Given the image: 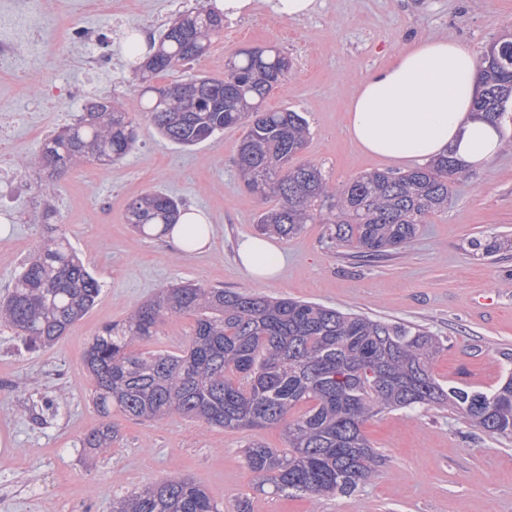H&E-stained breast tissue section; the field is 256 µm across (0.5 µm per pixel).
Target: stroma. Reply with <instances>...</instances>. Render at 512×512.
Instances as JSON below:
<instances>
[{"mask_svg": "<svg viewBox=\"0 0 512 512\" xmlns=\"http://www.w3.org/2000/svg\"><path fill=\"white\" fill-rule=\"evenodd\" d=\"M83 0H64L81 26L99 35L106 65L98 95L140 110L138 82L125 62L123 40L109 16H88ZM254 0L251 14L224 23L202 58L176 67L164 82L223 76L241 48L273 46L292 67L265 100L269 110L306 118L309 138L294 164H319L331 190L386 160L357 149L344 132L349 92L419 38L460 41L475 52L512 30V0H317L313 14L278 20ZM207 0H140L127 14L134 32L158 37L180 13ZM15 67L0 64V103L28 102L15 120L12 196L0 202V296L12 288L23 261L51 236L65 234L101 284L93 308L54 345H28L0 325V512H112L114 497L144 485L187 477L224 512H512V438L492 437L448 409L415 406L369 419L364 431L383 462L377 477L349 496L313 499L256 491L244 460L253 437L286 449L284 426L224 431L172 414L159 421L116 417L108 453L82 448L101 418L91 401L83 353L108 324L120 322L159 288L181 282L260 292L318 303L375 320L422 325L446 348L434 376L450 386L489 391L512 373V249L477 256L472 237L512 239V147L485 170L450 184L448 206L430 215L401 252L380 258L331 245L325 227L306 225L274 239L284 257L274 282L254 281L239 265L240 239L256 236L272 200L250 193L233 163L241 129L218 132L190 148L163 139L137 120V143L123 161L81 164L62 176L34 165L44 139L74 124L80 108L43 112ZM159 189L204 211L212 226L207 249L180 254L158 237L135 232L125 215L143 192ZM51 201L61 223L45 219ZM500 298L486 310L481 299ZM193 317L168 319L139 351L176 352L189 342ZM25 415H18V408Z\"/></svg>", "mask_w": 512, "mask_h": 512, "instance_id": "stroma-1", "label": "stroma"}]
</instances>
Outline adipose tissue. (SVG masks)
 <instances>
[{"label": "adipose tissue", "mask_w": 512, "mask_h": 512, "mask_svg": "<svg viewBox=\"0 0 512 512\" xmlns=\"http://www.w3.org/2000/svg\"><path fill=\"white\" fill-rule=\"evenodd\" d=\"M480 66L476 54L458 41L412 43L351 90L345 108L349 139L396 165L449 153L466 169L486 168L500 152L506 128L474 106ZM274 252L259 236L237 248L240 264L260 283L278 275L281 261Z\"/></svg>", "instance_id": "ef3b65f1"}]
</instances>
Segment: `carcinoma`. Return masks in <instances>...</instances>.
<instances>
[{
  "instance_id": "carcinoma-1",
  "label": "carcinoma",
  "mask_w": 512,
  "mask_h": 512,
  "mask_svg": "<svg viewBox=\"0 0 512 512\" xmlns=\"http://www.w3.org/2000/svg\"><path fill=\"white\" fill-rule=\"evenodd\" d=\"M224 30L212 4L177 17L143 59L128 40V63L141 76L145 118L165 139L193 146L226 128H241L235 165L245 185L278 205L259 215L262 235L288 239L307 224L326 225L331 243L376 258L406 247L427 217L448 205L449 180L464 168L449 156L400 176L365 173L330 189L312 162L293 166L305 146L306 119L269 111L265 99L287 78L290 62L275 47L239 52L222 78L154 80L208 53ZM478 111L500 117L512 100V39L495 42L481 61ZM136 141L134 118L118 101H97L76 123L44 140L34 162L63 175L80 162L110 166ZM181 199L151 190L127 208L141 234L178 222ZM509 245L498 236L470 246L491 257ZM97 279L60 235L34 251L0 299V325L25 340L53 345L95 305ZM194 325L178 352H139L171 317ZM444 341L426 328L383 322L326 306L191 282L162 288L120 325H107L87 346L92 402L105 419L83 438L96 454L112 448L115 413L156 420L179 413L207 427L263 429L287 423L288 450L253 440L244 449L258 487L311 498L348 496L378 473L380 455L364 423L388 410L447 407L484 433L512 437V375L489 393L444 387L433 360ZM112 512H223L205 488L180 478L151 483L112 499Z\"/></svg>"
}]
</instances>
